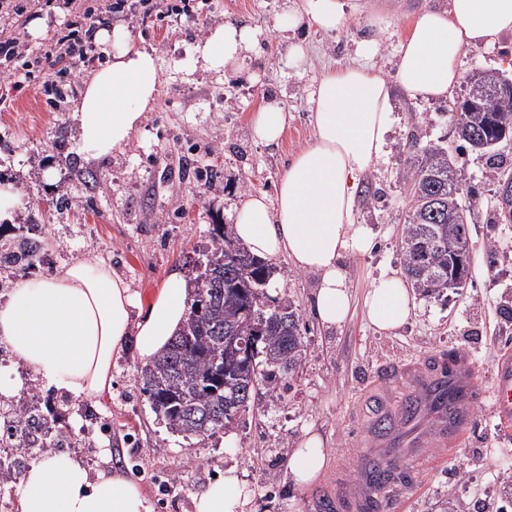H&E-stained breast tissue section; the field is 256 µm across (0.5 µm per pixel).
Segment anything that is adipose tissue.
Returning a JSON list of instances; mask_svg holds the SVG:
<instances>
[{"instance_id": "obj_1", "label": "adipose tissue", "mask_w": 512, "mask_h": 512, "mask_svg": "<svg viewBox=\"0 0 512 512\" xmlns=\"http://www.w3.org/2000/svg\"><path fill=\"white\" fill-rule=\"evenodd\" d=\"M357 18L346 0H297L284 11L280 27L306 24L333 33ZM510 31L512 0H448L447 9H422L400 44L391 80L372 63L375 40H362L356 50L359 63L323 70L316 79L308 99L316 138L288 163L274 198L251 193L240 200L237 239L258 257H284L314 274L315 311L327 328L341 327L350 312L346 259L372 244L370 230L355 221L357 188L387 153L386 135L395 121L393 88L414 101L448 98L462 78V58L492 47ZM261 34V29L229 23L216 27L197 44L194 64L224 74ZM112 40L120 42V49L107 66L90 72L73 109L78 152L87 160L124 149L163 86L154 52L119 33L100 36L101 43ZM287 125L288 112L276 99L263 100L251 115L252 134L266 145L278 144ZM190 294L182 273L170 272L135 323L136 298L127 283L104 260L78 258L11 288L0 303V343L75 400H89L110 390L112 360L127 339H134L146 363L166 349L187 318ZM365 309L377 330L401 327L413 310L404 280L393 275L375 280ZM327 460L321 436H307L291 458L293 483L311 484ZM18 503L19 512H155L153 500L121 471L92 475L66 453L44 457L23 471ZM247 504L241 487L227 479L196 499L195 512H245Z\"/></svg>"}]
</instances>
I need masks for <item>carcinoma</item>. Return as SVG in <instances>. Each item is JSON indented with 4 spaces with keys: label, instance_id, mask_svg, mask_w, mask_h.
I'll list each match as a JSON object with an SVG mask.
<instances>
[{
    "label": "carcinoma",
    "instance_id": "carcinoma-1",
    "mask_svg": "<svg viewBox=\"0 0 512 512\" xmlns=\"http://www.w3.org/2000/svg\"><path fill=\"white\" fill-rule=\"evenodd\" d=\"M467 90L454 104L458 138L471 144V132L483 130L491 115L512 122V98L496 92L497 80L466 81ZM418 161L404 168L410 218L401 240L405 273L422 296L440 298L448 293L453 273L464 287L466 267L448 270L450 250H467L475 212L458 206L448 209V195L459 192L457 173L448 167V151L420 146L410 136ZM486 176L496 187L508 179L502 172L497 147L481 153ZM39 241L0 234V257L32 261L18 268H34L40 257ZM199 262L203 271L194 279L188 317L168 348L140 369L142 390L150 408L167 428L186 436L213 437L251 408L262 388L279 397V379L302 361L300 317L288 304L270 305L266 288L273 267L239 243L228 224L212 228L211 248ZM203 309L195 310L198 303Z\"/></svg>",
    "mask_w": 512,
    "mask_h": 512
}]
</instances>
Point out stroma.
<instances>
[{"label":"stroma","mask_w":512,"mask_h":512,"mask_svg":"<svg viewBox=\"0 0 512 512\" xmlns=\"http://www.w3.org/2000/svg\"><path fill=\"white\" fill-rule=\"evenodd\" d=\"M364 9L384 8L383 28L359 18L348 30L327 34L302 26L275 28L285 0H128L107 30L121 29L159 59L164 84L157 104L124 151L85 161L76 150L72 118L77 92L52 104L43 92L49 75L32 67L23 88L9 92L0 109V186L20 197L12 222L43 244L35 276L72 259L107 260L139 298L133 319L147 311L150 296L170 270L195 277L196 262L210 246L213 225L230 224L241 196H274L288 161L313 140L307 97L323 67L351 63L358 41L375 39L376 58L394 75L398 45L422 7L448 0H360ZM233 23L262 27L268 36L244 51L240 68L216 75L191 70L195 46L210 29ZM483 68L512 77V32L490 50L468 52L462 71ZM280 100L288 127L275 147L257 143L249 119L261 98ZM396 121L388 154L362 178L371 195H359L357 223L375 245L349 257L352 312L339 329L323 327L315 313L316 277L287 259L275 262L269 295L292 303L300 316L304 346L298 372L283 376L281 401L255 398L251 409L214 438H186L167 430L141 392V365L126 343L112 366V387L85 402L61 398L34 372L29 383L59 401L73 431L99 429L97 462L89 472L116 468L154 498L157 512H195V500L215 479L236 476L248 494L246 512H321L336 483L357 491L364 458L375 453L366 435L381 371L432 352L461 350L477 363L478 383L490 387V367L512 352V224L492 221L495 187L485 160L454 131L452 100L412 101L395 94ZM421 144L447 148L462 178L459 199L474 208L470 226L471 270L464 288L434 299L411 293L414 313L392 334L368 323L364 296L382 273L404 276L400 250L408 219L402 171L411 133ZM323 435L331 467L313 484L299 487L288 464L307 430ZM400 468L426 460L390 512H512V483L497 481L512 467V431L498 430L489 402L446 455L433 448H390Z\"/></svg>","instance_id":"obj_1"}]
</instances>
